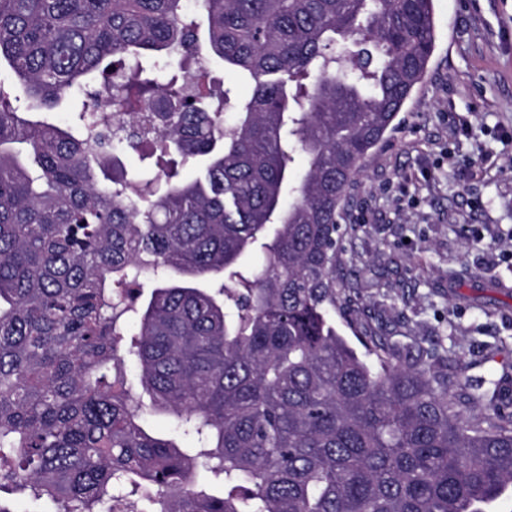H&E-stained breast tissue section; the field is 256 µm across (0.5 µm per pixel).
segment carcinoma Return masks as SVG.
Wrapping results in <instances>:
<instances>
[{
    "instance_id": "carcinoma-1",
    "label": "carcinoma",
    "mask_w": 512,
    "mask_h": 512,
    "mask_svg": "<svg viewBox=\"0 0 512 512\" xmlns=\"http://www.w3.org/2000/svg\"><path fill=\"white\" fill-rule=\"evenodd\" d=\"M183 2L0 0V488L55 512H494L499 383L459 393L380 326L362 352L336 329L341 205L426 74L433 0H199L203 37ZM214 59L251 93H214ZM129 149L154 170L109 175Z\"/></svg>"
}]
</instances>
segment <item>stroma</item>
Returning <instances> with one entry per match:
<instances>
[{
	"label": "stroma",
	"instance_id": "1",
	"mask_svg": "<svg viewBox=\"0 0 512 512\" xmlns=\"http://www.w3.org/2000/svg\"><path fill=\"white\" fill-rule=\"evenodd\" d=\"M426 75L347 191L336 326L512 389V0H434Z\"/></svg>",
	"mask_w": 512,
	"mask_h": 512
}]
</instances>
